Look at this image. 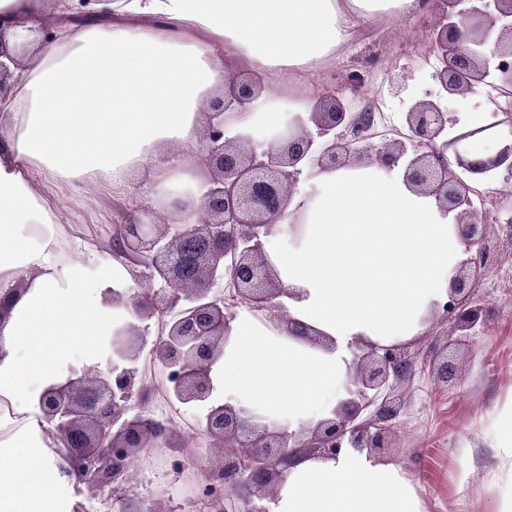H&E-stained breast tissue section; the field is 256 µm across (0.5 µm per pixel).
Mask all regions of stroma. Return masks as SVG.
<instances>
[{
    "instance_id": "obj_1",
    "label": "stroma",
    "mask_w": 512,
    "mask_h": 512,
    "mask_svg": "<svg viewBox=\"0 0 512 512\" xmlns=\"http://www.w3.org/2000/svg\"><path fill=\"white\" fill-rule=\"evenodd\" d=\"M424 37L414 16L400 30L382 21L361 24L337 50L329 70L335 76L349 68L372 70L373 93L407 107L410 100L437 90L430 67L410 52ZM390 70L407 76V90L397 98L385 81ZM79 213L73 232L107 249L112 226L120 220L118 203L95 193ZM511 276L512 251L506 249L475 290L494 310L486 325L452 335L433 319L407 345L416 361L415 375L404 396L393 459L409 473L425 512H495V462L476 441L489 423L492 402L512 395V288L506 285ZM437 352L458 367L455 379L445 385L433 378L431 361ZM144 461L113 494L97 497L82 491L77 512H119L130 504L136 512H210L206 503L194 500V489L219 470L220 458L201 455L187 438L182 447Z\"/></svg>"
}]
</instances>
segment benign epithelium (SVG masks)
Here are the masks:
<instances>
[{
	"label": "benign epithelium",
	"mask_w": 512,
	"mask_h": 512,
	"mask_svg": "<svg viewBox=\"0 0 512 512\" xmlns=\"http://www.w3.org/2000/svg\"><path fill=\"white\" fill-rule=\"evenodd\" d=\"M428 2V55L435 61L438 91L433 99L411 104L402 128L381 131L368 114L355 111L354 102L364 99L366 77L351 71L317 98L308 117L290 116L268 143L249 135L230 136L224 112L249 108L265 91L262 79L237 76L223 96L207 104L201 151L208 177L198 192H186L174 202L188 218L163 220L161 210L149 204L121 209L125 230L113 247L132 263L133 285L124 292L108 290L106 296L128 309L133 321L108 337L103 364L41 396L45 418L63 438L87 488L108 491L124 481L131 457L175 447L176 433L148 408L151 391L141 368L145 351L161 367L167 404L179 410L207 407L197 423L201 446L224 449L221 469L204 488L215 512H223L226 492L242 501L241 512H268L263 501L275 498L283 472L301 452L334 458L353 448L381 459L392 455L401 389L415 365L402 345H355L348 397L338 403L333 417L313 428L270 430L211 401V367L223 353L236 316L226 304V292L255 311L283 310L277 299L290 289L274 273L262 237L275 221L288 217L308 168L402 167L410 189L434 197L441 209L454 214L464 247L448 301L434 315L462 333L488 322L491 310L475 302L472 292L497 262L501 246H512V225H502V237L489 241L488 211L475 197L477 182L500 171L512 176V142L486 160H471L456 150L453 167L446 154L475 134L501 135L504 124L512 138V120L450 139L442 101L478 86L492 87L502 96L512 92V0ZM188 238L203 240L205 249L188 254L183 247ZM186 264L194 266L195 274L182 284L176 274ZM370 407L373 413L363 418Z\"/></svg>",
	"instance_id": "7a95c632"
}]
</instances>
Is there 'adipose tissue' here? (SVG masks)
<instances>
[{
	"label": "adipose tissue",
	"mask_w": 512,
	"mask_h": 512,
	"mask_svg": "<svg viewBox=\"0 0 512 512\" xmlns=\"http://www.w3.org/2000/svg\"><path fill=\"white\" fill-rule=\"evenodd\" d=\"M427 0H0V24L52 17L51 42L14 69L0 93V512H75L80 478L40 407L72 371L101 363L106 336L130 314L106 290L133 284L121 255L72 250L57 239L68 204L97 189L176 216L180 191L207 171L197 132L208 102L245 65L265 79L316 78L352 35L351 21L428 10ZM265 93L229 110L233 134L276 130L309 111ZM277 222L265 251L291 322L331 339L323 348L240 309L211 368L212 398L291 432L330 416L347 395L352 343L403 344L448 297L462 245L433 197L400 168L315 170ZM298 222L300 233L290 224ZM498 461L497 512H512V396L496 402L482 438ZM272 512H423L404 468L364 451L300 457Z\"/></svg>",
	"instance_id": "1"
}]
</instances>
